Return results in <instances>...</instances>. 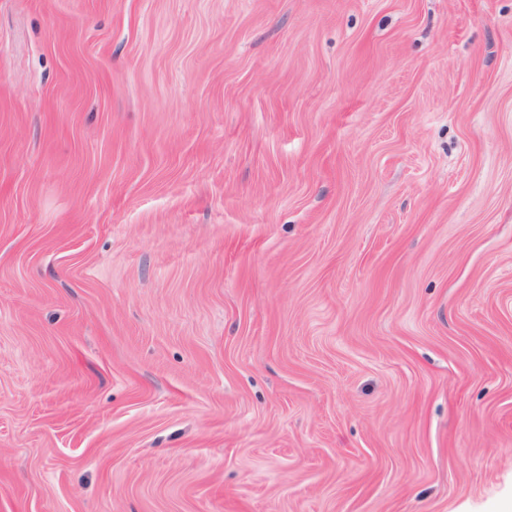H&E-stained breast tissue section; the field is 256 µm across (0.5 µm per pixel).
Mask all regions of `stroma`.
Masks as SVG:
<instances>
[{
	"label": "stroma",
	"instance_id": "obj_1",
	"mask_svg": "<svg viewBox=\"0 0 512 512\" xmlns=\"http://www.w3.org/2000/svg\"><path fill=\"white\" fill-rule=\"evenodd\" d=\"M0 512H512V0H0Z\"/></svg>",
	"mask_w": 512,
	"mask_h": 512
}]
</instances>
